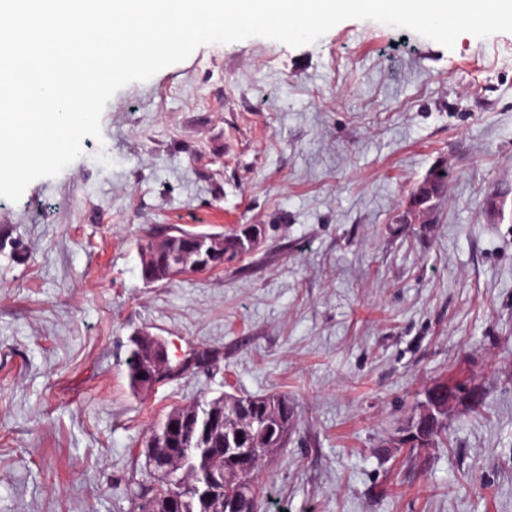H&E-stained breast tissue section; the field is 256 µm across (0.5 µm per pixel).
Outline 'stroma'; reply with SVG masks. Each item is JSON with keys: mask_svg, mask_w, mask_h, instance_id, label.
<instances>
[{"mask_svg": "<svg viewBox=\"0 0 512 512\" xmlns=\"http://www.w3.org/2000/svg\"><path fill=\"white\" fill-rule=\"evenodd\" d=\"M101 133L0 198V512H132L150 429L223 393L295 411L261 512H512V33L204 44ZM243 224L237 264L143 279L146 238ZM140 330L184 370L137 397ZM437 383L445 432L401 443ZM151 342L152 340L147 342V338L140 336H131L130 338L131 347L124 364L126 375L129 379L130 390L135 395L144 391L142 389V373L146 361L151 357L148 352V346ZM137 375H140V378H137Z\"/></svg>", "mask_w": 512, "mask_h": 512, "instance_id": "obj_1", "label": "stroma"}]
</instances>
